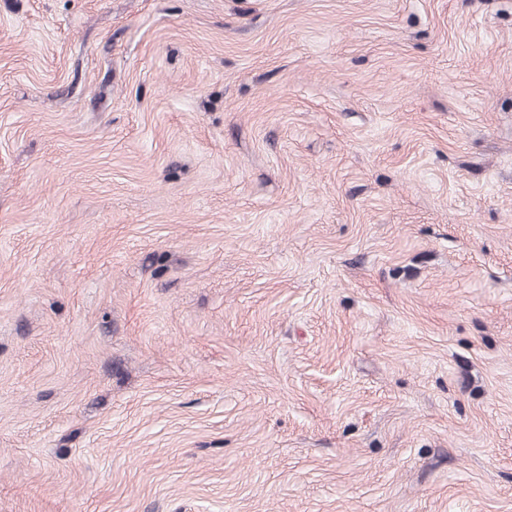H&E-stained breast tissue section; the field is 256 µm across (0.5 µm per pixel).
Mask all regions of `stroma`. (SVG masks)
Returning <instances> with one entry per match:
<instances>
[{
  "mask_svg": "<svg viewBox=\"0 0 512 512\" xmlns=\"http://www.w3.org/2000/svg\"><path fill=\"white\" fill-rule=\"evenodd\" d=\"M0 512H512V0H0Z\"/></svg>",
  "mask_w": 512,
  "mask_h": 512,
  "instance_id": "obj_1",
  "label": "stroma"
}]
</instances>
